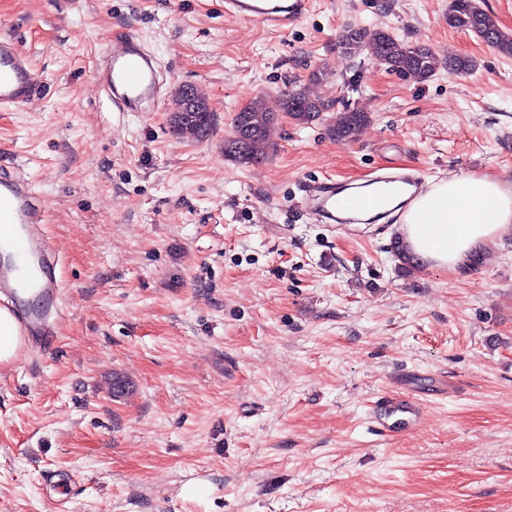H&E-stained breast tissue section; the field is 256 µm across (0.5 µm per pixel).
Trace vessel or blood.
I'll list each match as a JSON object with an SVG mask.
<instances>
[{
    "label": "vessel or blood",
    "instance_id": "1",
    "mask_svg": "<svg viewBox=\"0 0 512 512\" xmlns=\"http://www.w3.org/2000/svg\"><path fill=\"white\" fill-rule=\"evenodd\" d=\"M311 0H224L225 17L255 21L282 30L301 22L309 13ZM162 72L156 55L141 37L127 28L114 34L111 51L94 62V79L113 109L120 112H140L149 103L160 100ZM42 80L30 58L22 53L10 34L0 35V108H19L36 98ZM336 186L321 181L311 186L309 198L319 218L349 224L362 220L375 208L372 191H361L351 211L336 207ZM41 207L29 183L19 174L0 171V244L19 256L32 258L35 270L30 275L19 274L17 266L0 268V296L14 301L21 324L28 336H38L49 324L52 308H26L23 295L27 292L45 298L57 297L54 275L43 257L50 246L38 233Z\"/></svg>",
    "mask_w": 512,
    "mask_h": 512
}]
</instances>
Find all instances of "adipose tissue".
Wrapping results in <instances>:
<instances>
[{"label":"adipose tissue","mask_w":512,"mask_h":512,"mask_svg":"<svg viewBox=\"0 0 512 512\" xmlns=\"http://www.w3.org/2000/svg\"><path fill=\"white\" fill-rule=\"evenodd\" d=\"M382 208L402 210L395 230L406 250L428 267L468 271L512 231V191L483 175L437 179L410 199L394 191Z\"/></svg>","instance_id":"adipose-tissue-1"}]
</instances>
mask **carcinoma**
<instances>
[{
  "label": "carcinoma",
  "instance_id": "1",
  "mask_svg": "<svg viewBox=\"0 0 512 512\" xmlns=\"http://www.w3.org/2000/svg\"><path fill=\"white\" fill-rule=\"evenodd\" d=\"M448 26L473 31L491 43L499 52L512 55V34L502 31L475 0H453L448 11ZM340 47L354 55L362 49L392 71L417 81L431 77L441 66L433 52L424 45H409L384 30L349 27L339 37ZM327 106L300 90H291L270 101L259 97L235 113L231 130L224 137V158L238 165H258L270 147V131L276 114L282 112L299 125L317 120ZM370 121L362 110L346 109L336 113L329 126L331 137L339 142H351ZM215 125L212 112H185L180 123L171 126L176 135L199 130L201 138L210 136Z\"/></svg>",
  "mask_w": 512,
  "mask_h": 512
}]
</instances>
